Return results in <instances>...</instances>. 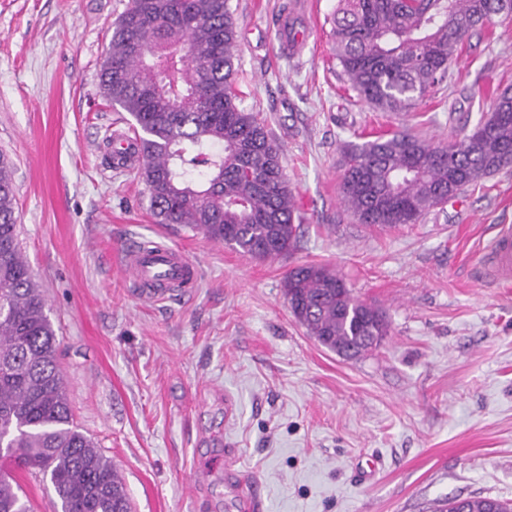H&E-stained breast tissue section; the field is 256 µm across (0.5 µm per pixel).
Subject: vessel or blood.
Returning <instances> with one entry per match:
<instances>
[{"label": "vessel or blood", "instance_id": "vessel-or-blood-1", "mask_svg": "<svg viewBox=\"0 0 512 512\" xmlns=\"http://www.w3.org/2000/svg\"><path fill=\"white\" fill-rule=\"evenodd\" d=\"M294 11L284 10L277 19V30L286 54L299 51L289 36L293 29ZM122 258L136 288L146 299L159 301L185 293L197 281L196 264L177 246L161 242L149 246L126 245ZM479 279L493 283L512 280V225L499 224L483 247L476 269Z\"/></svg>", "mask_w": 512, "mask_h": 512}]
</instances>
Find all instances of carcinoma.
I'll use <instances>...</instances> for the list:
<instances>
[{"label": "carcinoma", "mask_w": 512, "mask_h": 512, "mask_svg": "<svg viewBox=\"0 0 512 512\" xmlns=\"http://www.w3.org/2000/svg\"><path fill=\"white\" fill-rule=\"evenodd\" d=\"M512 0H336V60L382 112L435 94L481 20ZM238 39L228 0H131L114 23L101 88L132 118L138 174L160 224H181L256 259L288 255L295 203L281 147L240 108ZM512 165V90L474 130L446 145L398 132L349 145L341 197L369 226L416 224L468 186ZM295 319L329 350L357 357L388 336L383 312L326 266L284 279ZM46 300L21 253L13 166L0 155V458L49 481L54 512H131L112 461L75 424ZM0 512H32L16 473L0 467ZM432 512H512V501L450 497Z\"/></svg>", "instance_id": "carcinoma-1"}]
</instances>
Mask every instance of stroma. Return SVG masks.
Listing matches in <instances>:
<instances>
[{"instance_id":"obj_1","label":"stroma","mask_w":512,"mask_h":512,"mask_svg":"<svg viewBox=\"0 0 512 512\" xmlns=\"http://www.w3.org/2000/svg\"><path fill=\"white\" fill-rule=\"evenodd\" d=\"M292 2L230 0L241 105L280 145L297 209L294 250L262 261L156 223L135 170L113 168L108 138L130 117L99 74L130 0H0V153L75 421L120 468L133 512H245L231 458L266 512L512 499V287L474 276L493 227L512 224V167L394 228L358 223L340 197L348 143L406 131L438 144L476 125L512 87V23L465 42L435 98L378 112L334 57L336 0H307L301 57L280 56L275 18ZM133 241L182 247L196 288L142 298L121 254ZM307 263L381 309L379 348L344 358L295 319L284 277Z\"/></svg>"}]
</instances>
